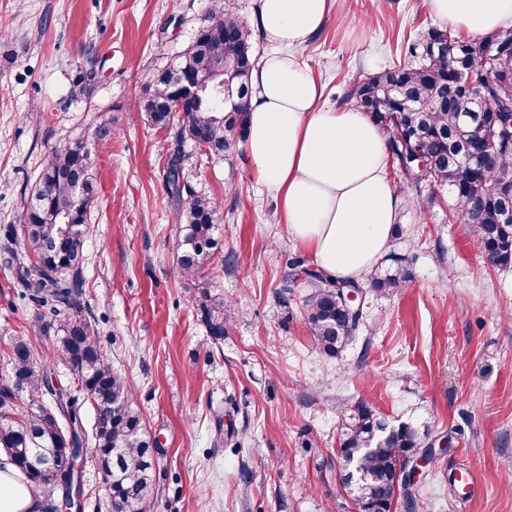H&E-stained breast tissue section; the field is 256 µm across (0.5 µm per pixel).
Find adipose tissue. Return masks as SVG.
Listing matches in <instances>:
<instances>
[{"instance_id":"adipose-tissue-1","label":"adipose tissue","mask_w":512,"mask_h":512,"mask_svg":"<svg viewBox=\"0 0 512 512\" xmlns=\"http://www.w3.org/2000/svg\"><path fill=\"white\" fill-rule=\"evenodd\" d=\"M444 24L482 37L512 21V0H428ZM332 0H260L254 20L268 46L251 74L243 145L252 181L276 201L278 223L325 276L362 281L388 254L402 199L389 176L383 130L357 109L321 106L322 88L299 55ZM12 465L0 469V512H33Z\"/></svg>"}]
</instances>
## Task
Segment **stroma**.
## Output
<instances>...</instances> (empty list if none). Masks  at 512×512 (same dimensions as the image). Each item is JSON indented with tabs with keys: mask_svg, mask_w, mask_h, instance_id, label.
<instances>
[{
	"mask_svg": "<svg viewBox=\"0 0 512 512\" xmlns=\"http://www.w3.org/2000/svg\"><path fill=\"white\" fill-rule=\"evenodd\" d=\"M223 2L0 0V226L19 224L52 148L84 137L98 204L73 314L96 324L162 445L154 512H356L338 486L336 448L340 408L361 400L389 426L448 442L422 467L415 505L400 496L394 512H512V267H484L468 226L449 219L446 192L390 167L403 203L382 266L411 278L397 292L365 289L356 338L337 358L309 334L306 288L278 299L290 263L307 254L274 223L275 201L241 149L219 162L187 154L186 179L222 204L232 261L181 273L178 207L164 188L169 131L136 105ZM438 25L428 0H337L301 56L324 105L338 108L350 84L404 60L406 39ZM91 59L90 94L71 97ZM106 110L112 138L101 143L93 130ZM205 288L224 298L217 343L191 308ZM18 337L42 357L57 333L0 266V378ZM464 462L468 492L456 481Z\"/></svg>",
	"mask_w": 512,
	"mask_h": 512,
	"instance_id": "35a3bbf8",
	"label": "stroma"
}]
</instances>
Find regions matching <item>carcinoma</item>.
I'll return each mask as SVG.
<instances>
[{
  "mask_svg": "<svg viewBox=\"0 0 512 512\" xmlns=\"http://www.w3.org/2000/svg\"><path fill=\"white\" fill-rule=\"evenodd\" d=\"M412 61L397 62L353 85L344 101L368 113L386 133L392 163L415 187L448 192L453 217L470 226L484 264L512 265V28L477 39L443 29L407 44ZM257 64L251 27L225 0L207 18L188 48L159 73L139 100L138 111L170 129L165 188L181 205L173 247L186 277L215 259L224 225L216 199L185 180L186 147L224 158L244 138ZM190 72L199 81L196 100L173 104L174 79ZM88 69L72 85L81 97L94 82ZM97 203L96 178L86 140L53 148L21 216L22 240L7 225L0 248L19 296L57 326L59 358L77 383L75 393L53 378V364L35 357L29 344H8L9 371L0 381V454L36 492L33 512H57L59 502L83 494V468L91 461L110 482L96 512H151L157 487V440L147 431L133 387L112 369L91 322L67 316L79 295L85 266L88 214ZM280 298L299 277L311 291L302 300L305 322L319 350L336 358L355 339L362 307L346 306L343 294L359 282H331L291 264ZM409 275L374 271L367 285L377 291L406 287ZM193 308L215 341L224 339V298L208 290ZM93 411L87 433L82 410ZM337 455L341 483L367 512H392L395 476L423 452L412 425L390 428L365 402L340 411ZM95 451L86 454L87 436Z\"/></svg>",
  "mask_w": 512,
  "mask_h": 512,
  "instance_id": "1",
  "label": "carcinoma"
}]
</instances>
